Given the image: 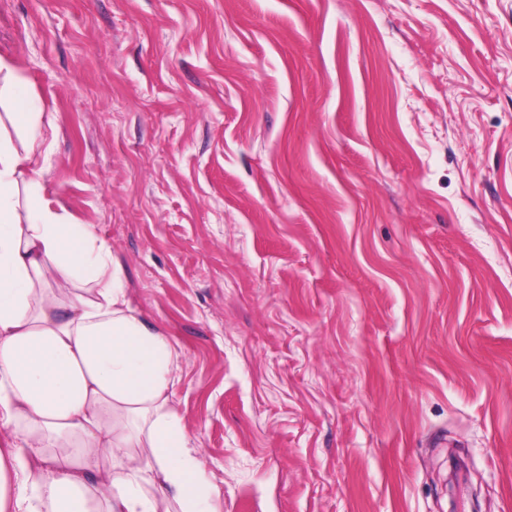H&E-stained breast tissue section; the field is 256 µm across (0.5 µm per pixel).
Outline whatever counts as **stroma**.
Instances as JSON below:
<instances>
[{"label": "stroma", "mask_w": 512, "mask_h": 512, "mask_svg": "<svg viewBox=\"0 0 512 512\" xmlns=\"http://www.w3.org/2000/svg\"><path fill=\"white\" fill-rule=\"evenodd\" d=\"M42 193L178 343L217 512H512V0H0Z\"/></svg>", "instance_id": "stroma-1"}]
</instances>
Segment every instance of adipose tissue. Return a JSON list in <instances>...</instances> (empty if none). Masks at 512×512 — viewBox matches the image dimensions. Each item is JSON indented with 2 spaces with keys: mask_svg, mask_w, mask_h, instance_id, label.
<instances>
[{
  "mask_svg": "<svg viewBox=\"0 0 512 512\" xmlns=\"http://www.w3.org/2000/svg\"><path fill=\"white\" fill-rule=\"evenodd\" d=\"M0 512H215L169 390L179 348L94 225L37 187L43 115L0 59Z\"/></svg>",
  "mask_w": 512,
  "mask_h": 512,
  "instance_id": "ef3b65f1",
  "label": "adipose tissue"
}]
</instances>
